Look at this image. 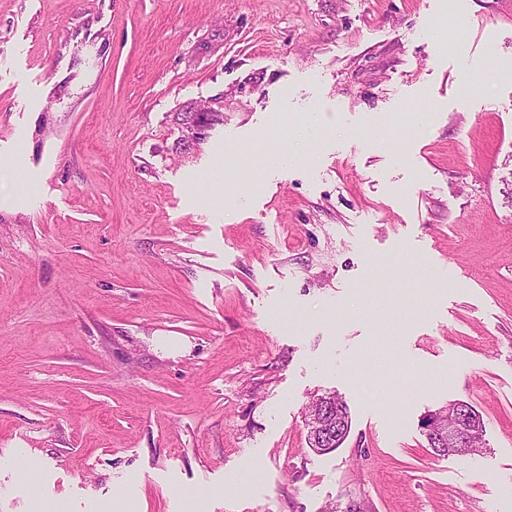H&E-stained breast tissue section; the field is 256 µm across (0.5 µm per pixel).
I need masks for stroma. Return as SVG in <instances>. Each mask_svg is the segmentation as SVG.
<instances>
[{
  "instance_id": "35a3bbf8",
  "label": "stroma",
  "mask_w": 512,
  "mask_h": 512,
  "mask_svg": "<svg viewBox=\"0 0 512 512\" xmlns=\"http://www.w3.org/2000/svg\"><path fill=\"white\" fill-rule=\"evenodd\" d=\"M195 101L224 121L185 148ZM297 118L319 139H267ZM243 143L293 160L228 205ZM454 401L482 448L438 456ZM506 483L512 0H0V512H512ZM309 415H308V426H309V443L312 448H333L330 450H335L339 448L342 442L345 440L346 436L349 433L350 423H349V415L346 406L341 402L336 396H321L314 399L309 407H308ZM326 412L325 418H323L322 414ZM336 415L338 418V422L341 425V429L339 430L337 436L334 434L333 439L331 440L330 446H322L321 433L319 435H313L314 428H311V424H313V420L315 419H325L330 422L333 421L334 425H336ZM317 438V441L316 439ZM320 451H330V450H322ZM453 406L460 407L466 414L467 423L470 425V429L473 432L470 446L472 447L473 451H477V447H479V444H481L485 432V424L482 417L473 409L471 405L462 404L460 402H455L448 405L450 408Z\"/></svg>"
}]
</instances>
